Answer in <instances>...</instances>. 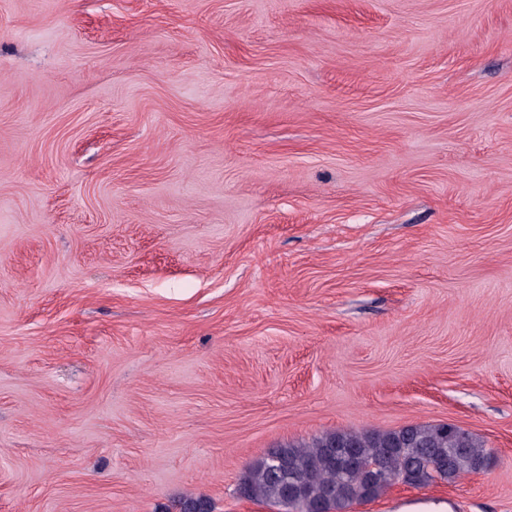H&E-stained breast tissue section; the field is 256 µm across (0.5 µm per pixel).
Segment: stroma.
<instances>
[{"instance_id": "obj_1", "label": "stroma", "mask_w": 512, "mask_h": 512, "mask_svg": "<svg viewBox=\"0 0 512 512\" xmlns=\"http://www.w3.org/2000/svg\"><path fill=\"white\" fill-rule=\"evenodd\" d=\"M454 424L512 512V0H0V512H278ZM349 456L359 469L348 466ZM436 458L448 460V470L436 471ZM487 461L483 441L454 425L336 430L309 443L272 448L252 464L243 484L246 497L285 512H346L357 501L384 495L401 475L414 474L418 484L436 477L453 483L485 468ZM290 476L299 481L291 483Z\"/></svg>"}]
</instances>
